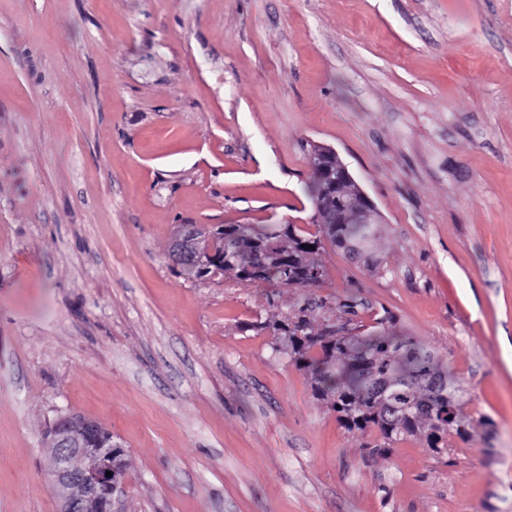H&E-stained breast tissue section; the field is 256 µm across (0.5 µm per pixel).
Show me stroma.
I'll use <instances>...</instances> for the list:
<instances>
[{
  "mask_svg": "<svg viewBox=\"0 0 512 512\" xmlns=\"http://www.w3.org/2000/svg\"><path fill=\"white\" fill-rule=\"evenodd\" d=\"M315 145L377 267L171 270L178 224L314 231ZM351 297L447 366L471 439L370 454L263 327ZM64 414L124 448L117 512H512V0H0V512H57ZM320 157L322 160H327L330 162V164L324 165L322 169L326 172L327 175L332 176L335 174V177H332V181L336 188L339 184L345 182L347 179H353L348 167L339 158L335 150L331 148L322 149L320 150Z\"/></svg>",
  "mask_w": 512,
  "mask_h": 512,
  "instance_id": "35a3bbf8",
  "label": "stroma"
}]
</instances>
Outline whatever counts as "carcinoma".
Instances as JSON below:
<instances>
[{
    "instance_id": "carcinoma-1",
    "label": "carcinoma",
    "mask_w": 512,
    "mask_h": 512,
    "mask_svg": "<svg viewBox=\"0 0 512 512\" xmlns=\"http://www.w3.org/2000/svg\"><path fill=\"white\" fill-rule=\"evenodd\" d=\"M216 260L196 266L195 282L231 278L261 281L278 288H314L323 272L314 255L326 240L346 253L372 261L376 224H319L305 232L294 224H214L206 227ZM276 349H284L311 380L316 399L336 412L349 431L377 430L378 453L408 437H422L430 448L448 438L472 437L459 404L460 387L430 351L409 336L344 334L331 326L315 329L307 316L266 323Z\"/></svg>"
}]
</instances>
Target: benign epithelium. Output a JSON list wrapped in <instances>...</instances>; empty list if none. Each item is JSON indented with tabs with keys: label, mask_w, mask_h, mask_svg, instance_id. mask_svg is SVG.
<instances>
[{
	"label": "benign epithelium",
	"mask_w": 512,
	"mask_h": 512,
	"mask_svg": "<svg viewBox=\"0 0 512 512\" xmlns=\"http://www.w3.org/2000/svg\"><path fill=\"white\" fill-rule=\"evenodd\" d=\"M320 157L328 161L323 166L339 185L352 178L348 167L333 149L320 150ZM320 220L324 224H378L380 215L365 192L335 204L319 203ZM212 256V251L201 249L191 240L189 226L176 227L168 251L169 261L180 268L192 269ZM52 444L56 458L52 470L53 481L60 496L59 512H83L84 505L92 501L98 512H114V503L123 494L124 482L119 477L118 463L123 460L121 445L112 439L98 437V423L87 419L64 417L52 431ZM112 476H106V472Z\"/></svg>",
	"instance_id": "obj_1"
}]
</instances>
